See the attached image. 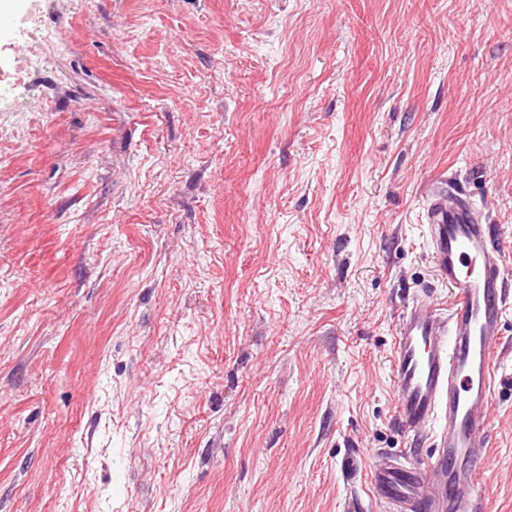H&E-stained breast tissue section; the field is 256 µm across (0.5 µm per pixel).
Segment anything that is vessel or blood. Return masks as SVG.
Listing matches in <instances>:
<instances>
[{
  "label": "vessel or blood",
  "mask_w": 512,
  "mask_h": 512,
  "mask_svg": "<svg viewBox=\"0 0 512 512\" xmlns=\"http://www.w3.org/2000/svg\"><path fill=\"white\" fill-rule=\"evenodd\" d=\"M425 220L437 268L460 296L448 311L422 297L400 319L392 358L399 428L434 452L423 465L385 462L372 475L388 512H481L493 358L512 298L500 227L456 187L430 190Z\"/></svg>",
  "instance_id": "b4317fda"
}]
</instances>
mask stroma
Masks as SVG:
<instances>
[{"label":"stroma","mask_w":512,"mask_h":512,"mask_svg":"<svg viewBox=\"0 0 512 512\" xmlns=\"http://www.w3.org/2000/svg\"><path fill=\"white\" fill-rule=\"evenodd\" d=\"M434 181L512 266V0H10L0 512H385ZM494 369L512 512V300Z\"/></svg>","instance_id":"obj_1"}]
</instances>
